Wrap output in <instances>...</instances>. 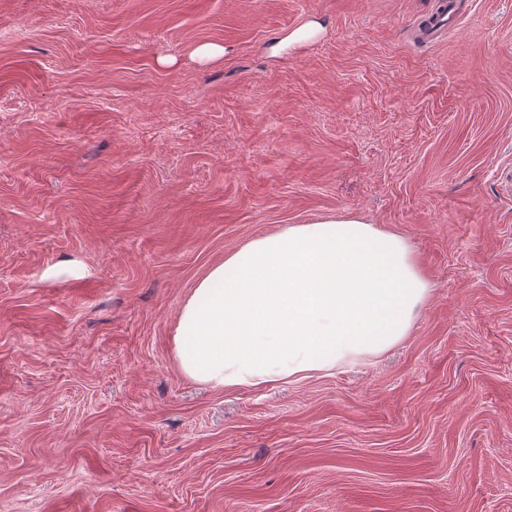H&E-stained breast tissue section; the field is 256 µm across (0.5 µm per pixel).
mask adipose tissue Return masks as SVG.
<instances>
[{
  "label": "adipose tissue",
  "instance_id": "adipose-tissue-1",
  "mask_svg": "<svg viewBox=\"0 0 512 512\" xmlns=\"http://www.w3.org/2000/svg\"><path fill=\"white\" fill-rule=\"evenodd\" d=\"M431 291L396 232L353 213L291 224L210 267L180 310L174 355L215 388L289 384L384 353Z\"/></svg>",
  "mask_w": 512,
  "mask_h": 512
}]
</instances>
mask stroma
I'll return each mask as SVG.
<instances>
[{"label": "stroma", "mask_w": 512, "mask_h": 512, "mask_svg": "<svg viewBox=\"0 0 512 512\" xmlns=\"http://www.w3.org/2000/svg\"><path fill=\"white\" fill-rule=\"evenodd\" d=\"M435 4L0 0V512H512V0L412 42ZM349 211L433 285L409 336L180 371L210 267Z\"/></svg>", "instance_id": "stroma-1"}]
</instances>
